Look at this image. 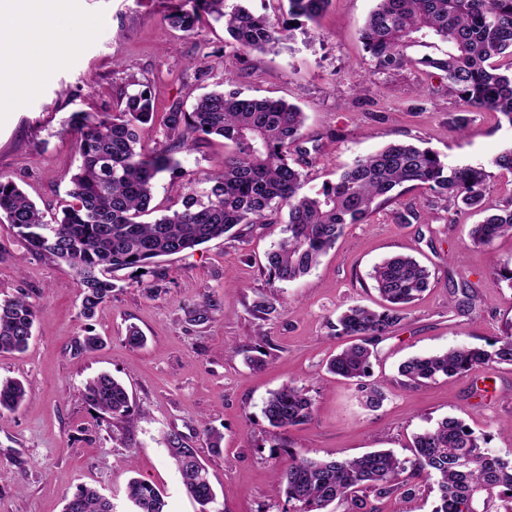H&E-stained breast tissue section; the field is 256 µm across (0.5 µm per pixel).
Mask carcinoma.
<instances>
[{
    "instance_id": "obj_1",
    "label": "carcinoma",
    "mask_w": 512,
    "mask_h": 512,
    "mask_svg": "<svg viewBox=\"0 0 512 512\" xmlns=\"http://www.w3.org/2000/svg\"><path fill=\"white\" fill-rule=\"evenodd\" d=\"M227 0H202L201 11L175 10L169 26L192 32L207 16L224 23L229 44L243 52H263L291 29L277 15L257 14ZM288 21L315 24L330 0H287ZM374 74L419 66L441 72L446 91L471 111L494 112L512 124V0H376L360 30ZM155 112L151 94L126 93L116 112H74L66 130L78 135L80 164L70 177L69 201L61 214L46 219L6 176H0V215L16 229L30 251L63 261L79 277L80 315L91 319L112 299L114 273L143 269L224 237L239 224H274L288 210L283 237L267 253L269 276L294 282L314 269L348 224H363L401 192L425 188L467 210L484 212L483 191L491 169L512 173V148L483 166L445 164L429 149L396 141L354 160L334 181L307 191V150L299 146L305 113L283 99L246 98L238 92L210 91L191 110L173 104L164 116L166 143L150 154L138 149L140 125ZM209 136L228 150L202 194L186 195L182 208L152 221L155 181L179 166L175 155ZM512 235L507 206L473 225V244L489 246ZM371 279L387 306L355 305L341 312L330 330L355 342L331 358L327 370L358 382L370 408L384 394L362 379L370 370V343L390 334L411 304L429 286L430 273L414 257L396 255L374 266ZM36 307L20 296L0 301V353H20L33 336ZM512 365V323L489 348L460 346L404 362L399 372L414 385L439 377L452 379L476 369ZM28 396L18 381H0V411L17 410ZM86 400L112 416L132 422L126 387L108 374L85 385ZM313 399L304 387L286 384L270 394L262 409L268 425L286 429L309 421ZM187 494L199 512H212L215 492L195 449L168 448ZM434 479L438 502L433 512H512V462L487 447L461 420L446 417L413 438L412 456L379 450L355 458L317 459L291 454L282 474L288 508L283 512H323L332 503L344 512H379L369 500L398 493L415 495L417 480ZM133 512H166L153 485L133 479L128 487ZM64 512H113L112 500L82 487Z\"/></svg>"
}]
</instances>
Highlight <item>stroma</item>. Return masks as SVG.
<instances>
[{
    "label": "stroma",
    "mask_w": 512,
    "mask_h": 512,
    "mask_svg": "<svg viewBox=\"0 0 512 512\" xmlns=\"http://www.w3.org/2000/svg\"><path fill=\"white\" fill-rule=\"evenodd\" d=\"M194 0H83L73 46L49 78L0 109V174L46 213L66 198L78 165L64 122L75 111L114 112L121 93L151 90L157 115L142 126L144 151L166 141L161 116L176 102L191 107L221 89L282 98L306 115L310 187L335 180L355 158L405 141L433 150L451 166L480 165L512 146V124L492 112H468L445 94L419 92V70L372 72L359 31L375 0H331L316 29L263 52L228 45L222 24L203 21L187 35L168 26L173 9ZM467 115L466 132L455 119ZM224 154L217 136L179 153L181 171L156 183V214L181 208L202 190ZM407 214L408 223L397 221ZM478 217L423 188L409 190L363 224L347 225L333 249L294 283L270 278L266 254L281 224H240L224 238L164 257L138 274L116 272L110 302L92 319L80 314V283L67 264L32 253L0 222V300L28 295L36 322L27 350L0 354V379L30 390L13 412L0 413V512H63L67 497L93 486L114 512H132L131 478L158 487L167 512H198L167 448L170 438L194 448L206 465L217 512H282L275 480L289 451L352 458L380 449L409 456L415 433L456 417L512 459V365L476 370L414 386L399 373L409 358L460 345L487 347L512 321V284L498 274L512 265V237L476 246ZM414 256L431 272L422 297L389 335L374 341L371 382L386 399L370 410L354 383L327 372L348 345L329 324L346 307H378L369 274L385 257ZM275 310L253 316L254 302ZM138 327L143 345L127 340ZM102 338L86 349L87 335ZM107 373L127 388L132 422L95 412L86 382ZM291 383L308 389L311 419L275 430L262 408L271 391ZM224 436L210 448L206 429Z\"/></svg>",
    "instance_id": "obj_1"
}]
</instances>
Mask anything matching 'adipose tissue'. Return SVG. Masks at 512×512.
<instances>
[{
  "instance_id": "ef3b65f1",
  "label": "adipose tissue",
  "mask_w": 512,
  "mask_h": 512,
  "mask_svg": "<svg viewBox=\"0 0 512 512\" xmlns=\"http://www.w3.org/2000/svg\"><path fill=\"white\" fill-rule=\"evenodd\" d=\"M77 11L75 0H0V87L18 68L28 85L48 77L67 49L58 34Z\"/></svg>"
}]
</instances>
